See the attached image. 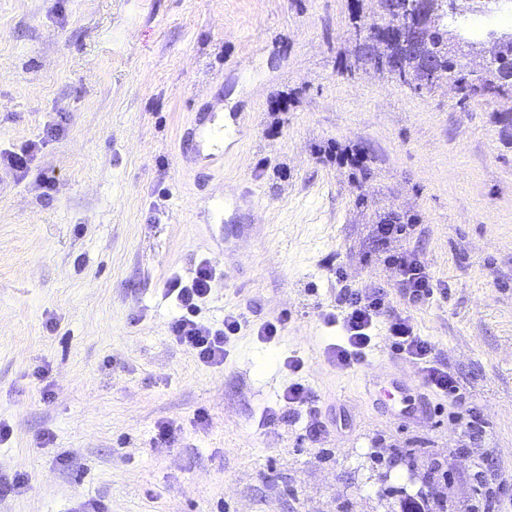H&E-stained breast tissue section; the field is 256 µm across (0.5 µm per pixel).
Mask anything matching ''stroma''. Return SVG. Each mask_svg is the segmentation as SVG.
I'll use <instances>...</instances> for the list:
<instances>
[{
	"label": "stroma",
	"mask_w": 512,
	"mask_h": 512,
	"mask_svg": "<svg viewBox=\"0 0 512 512\" xmlns=\"http://www.w3.org/2000/svg\"><path fill=\"white\" fill-rule=\"evenodd\" d=\"M379 20L377 0H0V151L38 144L0 176V476L30 480L0 512H459L512 494V101L355 65ZM219 108L242 136L205 182L181 137ZM392 214L413 227L394 250L448 287L412 315L466 397L427 393L426 424L388 422L358 368L328 361L340 289L405 306L373 244ZM204 260L203 318L245 317L218 369L168 332L165 288ZM292 359L333 423L317 448L260 422L286 410Z\"/></svg>",
	"instance_id": "35a3bbf8"
}]
</instances>
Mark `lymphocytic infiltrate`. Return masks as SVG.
I'll return each instance as SVG.
<instances>
[{
  "label": "lymphocytic infiltrate",
  "instance_id": "lymphocytic-infiltrate-1",
  "mask_svg": "<svg viewBox=\"0 0 512 512\" xmlns=\"http://www.w3.org/2000/svg\"><path fill=\"white\" fill-rule=\"evenodd\" d=\"M408 230L399 217L392 216L374 229L376 242L384 251V261L400 274V288L405 310H396L390 304V294L384 288H347L336 298L337 312L331 322L339 323L345 336L344 343L333 345L332 358L337 367L347 369L363 362L371 347L373 332L385 325L396 355L410 359L421 367L423 385L431 390L460 398V387L454 374L439 358L428 337L420 335L411 314L412 309L428 302L436 285L428 264L418 255L404 251H390L389 246ZM216 277L215 269L200 263L190 281L172 279L166 290L179 310L169 324V334L176 344L194 354L198 361L210 368L223 367L228 355L227 346L241 330L243 315L225 314L222 324H207L200 320L201 305L211 291ZM283 399L287 411H267L266 425L291 421L294 416L306 414L305 436L309 442H318L329 432V424L318 412L316 392L309 385L296 381L289 384Z\"/></svg>",
  "mask_w": 512,
  "mask_h": 512
}]
</instances>
